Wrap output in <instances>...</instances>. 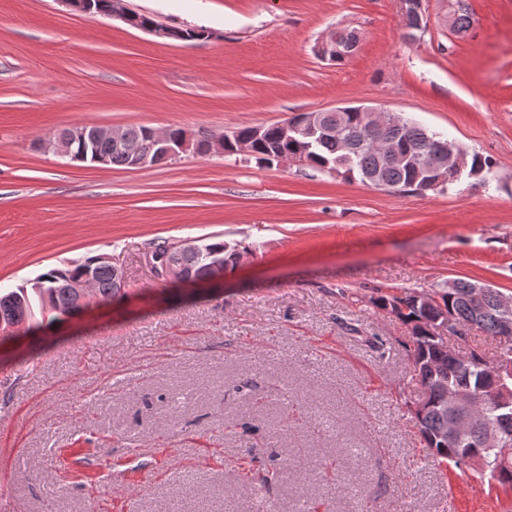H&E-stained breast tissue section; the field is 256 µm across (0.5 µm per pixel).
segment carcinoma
I'll list each match as a JSON object with an SVG mask.
<instances>
[{
    "instance_id": "obj_1",
    "label": "carcinoma",
    "mask_w": 512,
    "mask_h": 512,
    "mask_svg": "<svg viewBox=\"0 0 512 512\" xmlns=\"http://www.w3.org/2000/svg\"><path fill=\"white\" fill-rule=\"evenodd\" d=\"M470 14L462 10L457 13L452 26L457 37H465L472 28ZM323 122L329 126L341 125L339 134L327 135L306 147V140L298 136L293 138L289 131L277 123L265 126L263 138L255 150V157L264 162H273L280 158L297 157L306 165L323 171H334L347 179L365 182V177L378 170L381 160L380 146L393 145L410 155L423 154L434 166L431 177L446 179L445 185L457 183L460 177L443 170L445 156L435 147L434 133L403 117L401 126L389 127L373 132L358 112H348L340 117L334 112L323 114ZM127 149H113L110 140L100 138L95 143L98 154L108 158L112 165L128 166L134 153H148L153 142L146 134V127L137 126L126 129ZM469 172L484 177L491 172V163L477 152L472 153L467 162ZM421 172L414 166H389L381 170L383 183L391 188L409 191L413 184L420 183ZM152 259L159 263L172 262L181 269V273L192 281H210L220 278V273L234 267L241 252L222 240L201 244L198 251H179L173 244H158L151 253ZM91 273L94 288L89 298L107 305L123 296L122 285L112 271V264L103 255L75 262L65 268H53L38 277L30 286H22L7 294H0V312L9 314L11 325L19 326L34 319L35 311L56 313L48 324L52 325L64 317L79 313V296L63 287L68 280ZM470 281L458 279L453 287L440 288L434 292L408 290L389 301L393 312L405 323L416 324L422 331L413 340L411 379L425 390L428 410L419 423V432L429 450V456L439 463H451L457 469L464 470L462 463L471 453L480 454L488 460L487 476L494 478L499 470L505 478L497 480L504 487L512 488V454L503 458L497 448L482 445L480 434L484 430L498 429L512 433V422L503 423L499 413L490 405H477L469 416L474 429L471 440L463 445L442 443L441 431L448 427V394L439 390L438 382L449 381L456 386L478 387L482 378L488 376L485 369L478 366V353L462 352L455 360L448 359V349L442 347L429 334L436 319L448 307H453L455 318L463 327L466 336L473 329L489 335H499L495 298L498 291L489 289L487 310L480 320H475L471 308L461 300L472 288Z\"/></svg>"
}]
</instances>
